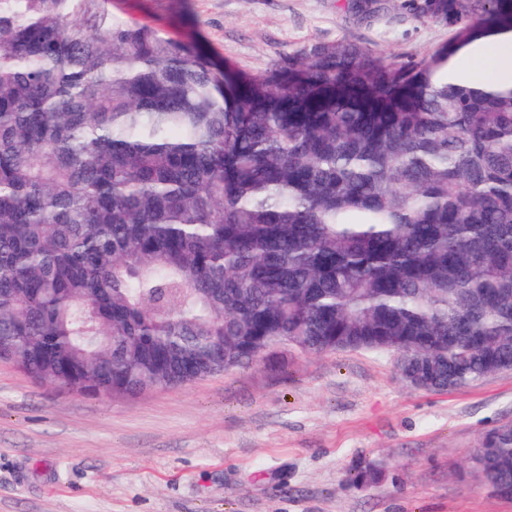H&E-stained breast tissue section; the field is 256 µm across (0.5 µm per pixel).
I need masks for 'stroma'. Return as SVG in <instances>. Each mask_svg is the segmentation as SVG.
<instances>
[{
  "mask_svg": "<svg viewBox=\"0 0 512 512\" xmlns=\"http://www.w3.org/2000/svg\"><path fill=\"white\" fill-rule=\"evenodd\" d=\"M120 22L258 74L310 44L416 63L455 27L425 0H103ZM512 423V371L445 392L364 352L261 360L135 397L0 362V512H512L475 474ZM380 478L350 483L356 467Z\"/></svg>",
  "mask_w": 512,
  "mask_h": 512,
  "instance_id": "1",
  "label": "stroma"
}]
</instances>
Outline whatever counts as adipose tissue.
Wrapping results in <instances>:
<instances>
[{"label":"adipose tissue","instance_id":"adipose-tissue-1","mask_svg":"<svg viewBox=\"0 0 512 512\" xmlns=\"http://www.w3.org/2000/svg\"><path fill=\"white\" fill-rule=\"evenodd\" d=\"M451 64L469 86L512 89V30L480 38L460 48Z\"/></svg>","mask_w":512,"mask_h":512}]
</instances>
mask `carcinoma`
I'll list each match as a JSON object with an SVG mask.
<instances>
[{
  "mask_svg": "<svg viewBox=\"0 0 512 512\" xmlns=\"http://www.w3.org/2000/svg\"><path fill=\"white\" fill-rule=\"evenodd\" d=\"M100 2L0 0V362L111 396L288 353L512 370V90L445 69L512 0H448L413 65L312 44L253 76ZM473 462L512 493V427Z\"/></svg>",
  "mask_w": 512,
  "mask_h": 512,
  "instance_id": "1",
  "label": "carcinoma"
}]
</instances>
